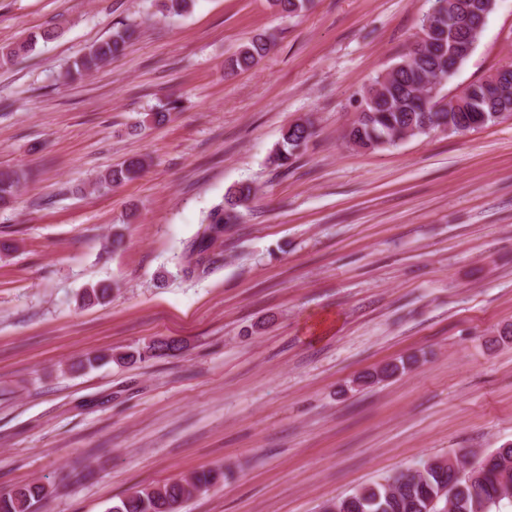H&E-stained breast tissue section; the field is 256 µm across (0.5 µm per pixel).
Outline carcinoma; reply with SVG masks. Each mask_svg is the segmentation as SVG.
I'll return each instance as SVG.
<instances>
[{
  "mask_svg": "<svg viewBox=\"0 0 512 512\" xmlns=\"http://www.w3.org/2000/svg\"><path fill=\"white\" fill-rule=\"evenodd\" d=\"M195 0H160V12L166 17H181ZM312 0H269L270 7L289 16L308 10ZM426 41L409 49L388 69V77L375 78L359 101V118L347 132L348 143L361 149H380L397 145L407 133L414 136L431 131L459 132L475 130L504 121L512 115V69L488 75L466 86L463 103L433 109L450 77L466 61L478 43L487 17L491 14L486 0H431ZM136 34L133 25L116 28L112 36L92 45L73 63L67 75L94 71L122 55ZM273 36L262 35L242 45L229 62V70L255 67L271 49ZM37 40L15 43L0 50L9 60L32 51ZM314 134L313 124L300 119L288 126L269 157L277 168H288L293 158L306 148ZM146 166L141 157H130L106 170L97 179L99 187L109 189L137 177ZM22 175L16 170H0V206L15 199ZM255 198L254 189L241 184L227 191L224 203L207 217V224L185 249L181 271L193 277L219 261L211 248L224 230L239 221L242 210ZM108 284L86 289L81 300L101 304L110 297ZM181 349L179 342H152L145 350L112 354H89L79 367L92 369L117 362L130 364L149 357L170 356ZM412 356L389 363L355 379L359 386L380 383L406 373ZM457 453L429 458L414 471L387 477L356 491L337 502L339 512H493L502 501L512 497V443H506L478 456L473 476L458 477ZM224 483V471L208 469L190 477L174 480L161 487H143L112 506L111 512H179L180 505L197 493ZM46 494L43 485L28 484L0 495V512H33L34 505Z\"/></svg>",
  "mask_w": 512,
  "mask_h": 512,
  "instance_id": "carcinoma-1",
  "label": "carcinoma"
}]
</instances>
